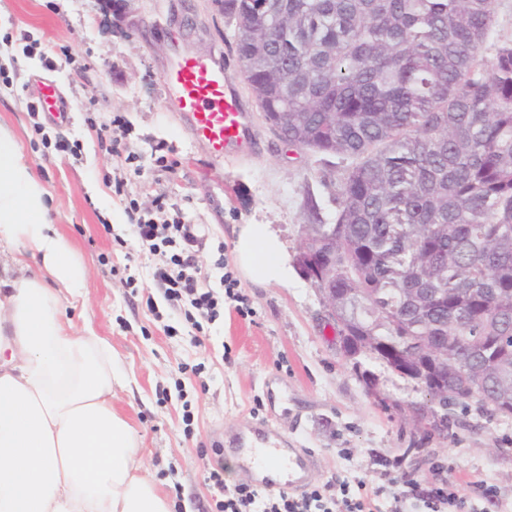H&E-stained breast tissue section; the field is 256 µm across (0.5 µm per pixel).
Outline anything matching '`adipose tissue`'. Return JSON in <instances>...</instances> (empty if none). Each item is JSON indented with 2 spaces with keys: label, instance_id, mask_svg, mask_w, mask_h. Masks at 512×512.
I'll use <instances>...</instances> for the list:
<instances>
[{
  "label": "adipose tissue",
  "instance_id": "obj_1",
  "mask_svg": "<svg viewBox=\"0 0 512 512\" xmlns=\"http://www.w3.org/2000/svg\"><path fill=\"white\" fill-rule=\"evenodd\" d=\"M47 197L0 127V512H172L114 406L125 378L111 345L68 314L86 270ZM234 255L245 278L287 285L290 260L271 225H241Z\"/></svg>",
  "mask_w": 512,
  "mask_h": 512
}]
</instances>
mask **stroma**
I'll return each instance as SVG.
<instances>
[{"label": "stroma", "mask_w": 512, "mask_h": 512, "mask_svg": "<svg viewBox=\"0 0 512 512\" xmlns=\"http://www.w3.org/2000/svg\"><path fill=\"white\" fill-rule=\"evenodd\" d=\"M177 52L223 57L248 109L243 146L211 157L182 113L166 108L163 73ZM41 81L69 104L65 118L32 116ZM0 125L48 188L50 217L87 272L74 325L111 345L127 377L114 404L138 430L146 473L173 512H217L210 471L223 469L229 487L245 480L240 459L219 449L225 431L265 420L314 454L310 485H381V457L398 461L393 477L452 483L471 512H512V417L452 402L442 426L427 430L433 399L373 363L379 393L370 395L299 273L284 287L238 278L249 315L228 300L197 327L155 287L157 259L139 246L136 214L199 225L195 264L214 289L237 270L241 225H273L293 256L310 219L306 198L323 223L336 217L343 167L287 146L260 120L234 28L212 0H129L124 15L108 0H0ZM481 481L496 499L482 498Z\"/></svg>", "instance_id": "obj_1"}]
</instances>
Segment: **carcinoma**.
<instances>
[{"label":"carcinoma","instance_id":"cac0c4a2","mask_svg":"<svg viewBox=\"0 0 512 512\" xmlns=\"http://www.w3.org/2000/svg\"><path fill=\"white\" fill-rule=\"evenodd\" d=\"M262 112L288 144L347 163L336 279L361 304L355 365L448 337V390L512 416V43L480 53L494 0H224ZM413 288H438L429 310Z\"/></svg>","mask_w":512,"mask_h":512}]
</instances>
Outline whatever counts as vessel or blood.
<instances>
[{
    "mask_svg": "<svg viewBox=\"0 0 512 512\" xmlns=\"http://www.w3.org/2000/svg\"><path fill=\"white\" fill-rule=\"evenodd\" d=\"M163 80L168 108L188 118L193 135L208 144L212 157H221L228 148L246 141L247 110L221 59L174 54ZM36 102L48 113L64 111L56 88L47 83L40 85ZM230 444L250 478L274 473L285 486L297 488L307 482L316 465L314 456L297 453L286 438L260 424L250 427L248 434H234Z\"/></svg>",
    "mask_w": 512,
    "mask_h": 512,
    "instance_id": "1",
    "label": "vessel or blood"
}]
</instances>
